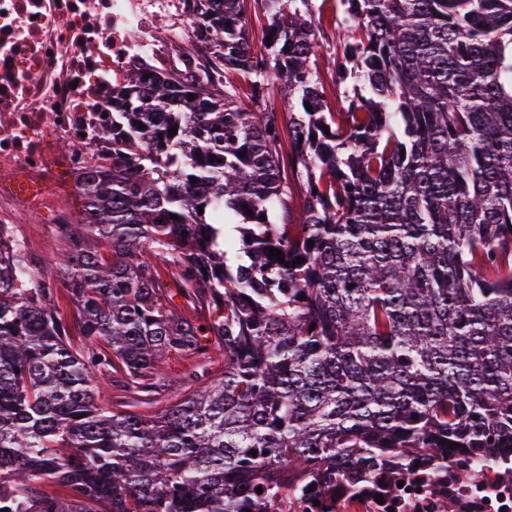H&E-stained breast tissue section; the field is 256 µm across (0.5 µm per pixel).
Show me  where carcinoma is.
<instances>
[{"instance_id": "carcinoma-1", "label": "carcinoma", "mask_w": 512, "mask_h": 512, "mask_svg": "<svg viewBox=\"0 0 512 512\" xmlns=\"http://www.w3.org/2000/svg\"><path fill=\"white\" fill-rule=\"evenodd\" d=\"M336 11L340 112L311 0H200L207 64L113 84L112 173L83 183L62 277L0 254V512H267L293 472L512 451V0ZM162 262L209 323L166 305ZM163 350L210 382L150 418L98 403L115 373L160 394ZM56 303L61 314L66 317L69 325V334L74 345L82 347L86 340L81 336L78 326L73 322V301L66 288H58L55 292Z\"/></svg>"}]
</instances>
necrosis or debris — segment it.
<instances>
[{"label": "necrosis or debris", "instance_id": "obj_1", "mask_svg": "<svg viewBox=\"0 0 512 512\" xmlns=\"http://www.w3.org/2000/svg\"><path fill=\"white\" fill-rule=\"evenodd\" d=\"M197 0H0V224L80 223L84 175L112 170V84L134 67L185 59ZM165 31L168 39L156 38ZM76 144L73 152L63 151ZM268 512H512V455L489 466L449 453L429 466L383 465L356 483L317 478L269 499Z\"/></svg>", "mask_w": 512, "mask_h": 512}]
</instances>
